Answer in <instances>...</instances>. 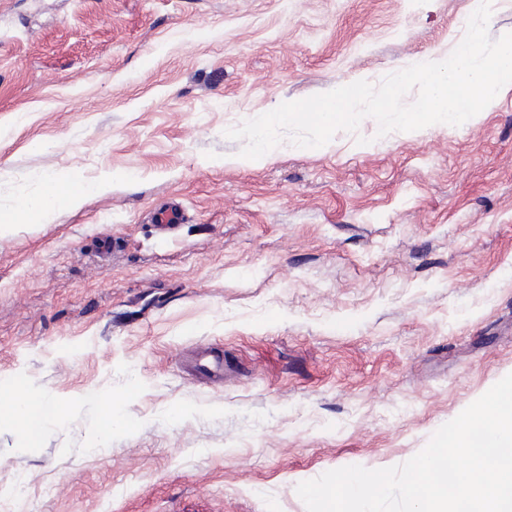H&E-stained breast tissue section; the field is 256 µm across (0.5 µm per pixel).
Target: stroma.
<instances>
[{"label": "stroma", "mask_w": 512, "mask_h": 512, "mask_svg": "<svg viewBox=\"0 0 512 512\" xmlns=\"http://www.w3.org/2000/svg\"><path fill=\"white\" fill-rule=\"evenodd\" d=\"M473 4L0 0V207L135 180L0 236V394L69 402L34 442L0 423V500L306 512L297 484L405 463L512 373V90L461 129L367 117L257 161L225 135L447 56ZM201 346L223 384L186 370ZM105 392L131 426L102 445ZM184 214L177 200H172L165 207L159 209L153 216V224L164 234L173 233L179 224H182Z\"/></svg>", "instance_id": "35a3bbf8"}]
</instances>
